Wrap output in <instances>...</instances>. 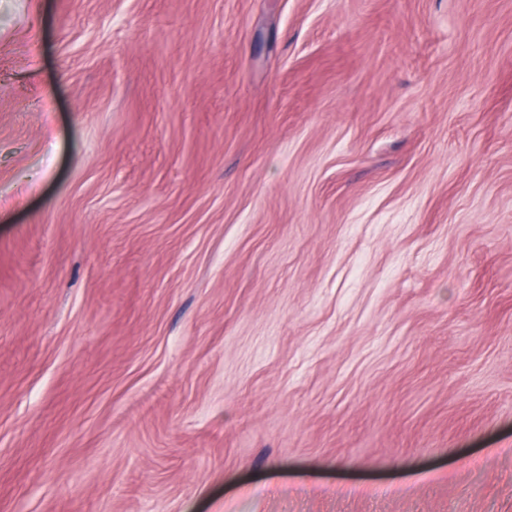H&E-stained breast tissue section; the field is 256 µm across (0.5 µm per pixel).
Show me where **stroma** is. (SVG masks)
<instances>
[{
    "mask_svg": "<svg viewBox=\"0 0 512 512\" xmlns=\"http://www.w3.org/2000/svg\"><path fill=\"white\" fill-rule=\"evenodd\" d=\"M0 512H512V0H0Z\"/></svg>",
    "mask_w": 512,
    "mask_h": 512,
    "instance_id": "obj_1",
    "label": "stroma"
}]
</instances>
